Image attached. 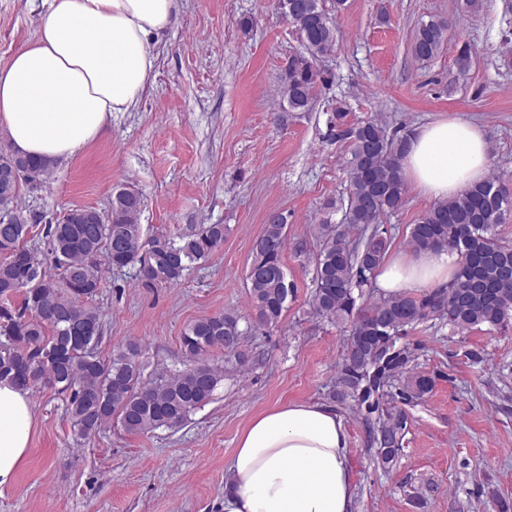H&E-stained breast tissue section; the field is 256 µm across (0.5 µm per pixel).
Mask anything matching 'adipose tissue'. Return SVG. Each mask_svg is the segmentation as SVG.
Listing matches in <instances>:
<instances>
[{
    "mask_svg": "<svg viewBox=\"0 0 512 512\" xmlns=\"http://www.w3.org/2000/svg\"><path fill=\"white\" fill-rule=\"evenodd\" d=\"M36 37L0 66V130L19 153L49 164L95 143L112 117L140 100L155 69L153 46L181 0H42ZM420 195L445 201L488 177L483 129L443 118L410 135L401 160ZM448 250L406 251L376 270L386 294L447 284L458 267ZM33 422L26 390L0 381V487L27 454ZM349 434L332 407L278 404L255 416L227 464L224 512H354Z\"/></svg>",
    "mask_w": 512,
    "mask_h": 512,
    "instance_id": "adipose-tissue-1",
    "label": "adipose tissue"
}]
</instances>
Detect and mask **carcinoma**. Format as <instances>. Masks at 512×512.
Returning <instances> with one entry per match:
<instances>
[{
    "label": "carcinoma",
    "mask_w": 512,
    "mask_h": 512,
    "mask_svg": "<svg viewBox=\"0 0 512 512\" xmlns=\"http://www.w3.org/2000/svg\"><path fill=\"white\" fill-rule=\"evenodd\" d=\"M301 49L288 59L281 92L293 110H306L318 88L327 83L320 59L336 46V30L324 0H279ZM448 22L431 19L415 31L412 53L419 61L436 57L447 42ZM349 143L348 204L343 223L359 230L350 240L340 225L324 221V241L315 263L314 313L346 328V342L334 397L354 403L366 420L379 411L396 381L401 398H421L432 389L431 377L410 371L413 351L404 346L376 374V359L392 336L439 320L457 329L512 325V244L492 229L512 215V193L495 180L435 203L412 225L416 250H450L458 269L447 285L419 296L402 293L370 303L363 288L382 263L388 242L384 217L405 204L401 159L407 138L388 134L376 121L359 122L342 131ZM15 168L19 183L0 179V297L23 293L21 307L0 305V380L27 389L54 388L68 394L74 436L88 439L117 420L131 435L181 425L208 403L224 381V366L243 367L248 336L276 326L295 285L284 269L288 227L282 212L272 214L253 242L246 281L256 314L206 316L189 324L181 336L184 368L144 377L142 347L128 342L108 359L98 354L102 340L98 312L87 306L101 288L109 268L138 266L139 280L178 284L190 265L224 245L226 227L201 224L173 238L162 231L144 234L139 224L142 195L122 188L107 211L77 208L46 230L47 253L57 273L50 274L23 239L30 217L20 204L23 189L43 186L51 168L42 160L0 144V173ZM220 348L224 362L209 359ZM400 424L377 423L378 463L390 464L399 451Z\"/></svg>",
    "instance_id": "obj_1"
}]
</instances>
